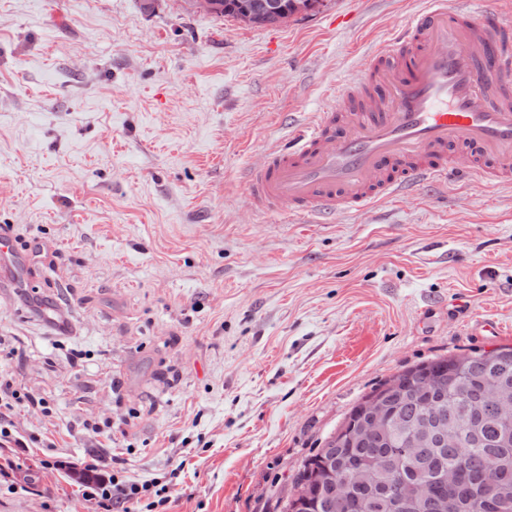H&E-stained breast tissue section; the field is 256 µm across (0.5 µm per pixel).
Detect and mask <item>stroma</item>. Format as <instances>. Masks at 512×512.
<instances>
[{
    "label": "stroma",
    "instance_id": "35a3bbf8",
    "mask_svg": "<svg viewBox=\"0 0 512 512\" xmlns=\"http://www.w3.org/2000/svg\"><path fill=\"white\" fill-rule=\"evenodd\" d=\"M427 0H315L258 25L192 0H0V371L38 456L180 475L168 512H282L392 375L512 345V182L453 180L316 223L246 173L365 80ZM54 312L66 330L45 320ZM0 512H89L58 474ZM35 246L33 244L25 251L18 250L10 228L5 224L0 226V277L1 272L4 275H18L28 269L37 259L38 248Z\"/></svg>",
    "mask_w": 512,
    "mask_h": 512
}]
</instances>
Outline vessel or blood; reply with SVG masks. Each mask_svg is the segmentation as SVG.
Returning <instances> with one entry per match:
<instances>
[{
	"mask_svg": "<svg viewBox=\"0 0 512 512\" xmlns=\"http://www.w3.org/2000/svg\"><path fill=\"white\" fill-rule=\"evenodd\" d=\"M372 90L345 88L248 175L253 208L326 216L466 173L512 180V26L481 24L469 8L429 0L376 55ZM38 249L18 250L0 226V271L22 273Z\"/></svg>",
	"mask_w": 512,
	"mask_h": 512,
	"instance_id": "b4317fda",
	"label": "vessel or blood"
}]
</instances>
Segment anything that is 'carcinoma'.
<instances>
[{"label":"carcinoma","mask_w":512,"mask_h":512,"mask_svg":"<svg viewBox=\"0 0 512 512\" xmlns=\"http://www.w3.org/2000/svg\"><path fill=\"white\" fill-rule=\"evenodd\" d=\"M214 15L273 23L293 13L215 0ZM454 472L458 484L437 476ZM284 512H512V346L440 356L355 404L299 470Z\"/></svg>","instance_id":"obj_1"}]
</instances>
